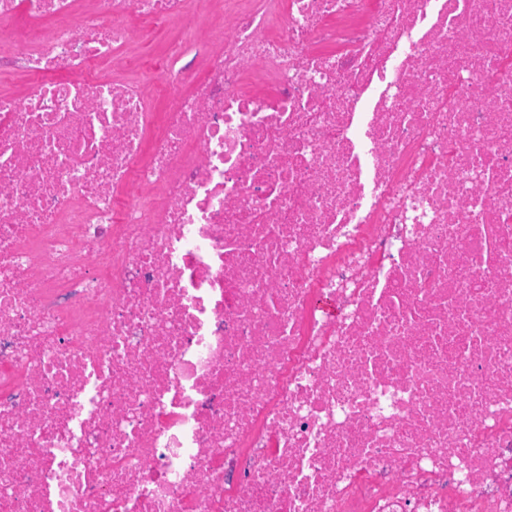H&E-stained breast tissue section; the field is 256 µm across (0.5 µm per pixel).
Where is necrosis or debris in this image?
Returning a JSON list of instances; mask_svg holds the SVG:
<instances>
[{
	"label": "necrosis or debris",
	"mask_w": 512,
	"mask_h": 512,
	"mask_svg": "<svg viewBox=\"0 0 512 512\" xmlns=\"http://www.w3.org/2000/svg\"><path fill=\"white\" fill-rule=\"evenodd\" d=\"M17 69L0 512H512V0H0ZM179 34V24L172 23L166 28L159 29L152 40L138 44L137 48L149 63H155L158 60V55L162 53L164 45L178 37Z\"/></svg>",
	"instance_id": "obj_1"
}]
</instances>
